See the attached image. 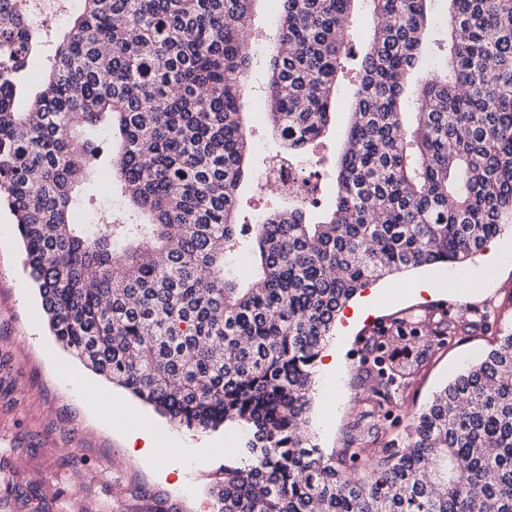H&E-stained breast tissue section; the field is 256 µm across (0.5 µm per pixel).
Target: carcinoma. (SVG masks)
Here are the masks:
<instances>
[{"instance_id":"cac0c4a2","label":"carcinoma","mask_w":512,"mask_h":512,"mask_svg":"<svg viewBox=\"0 0 512 512\" xmlns=\"http://www.w3.org/2000/svg\"><path fill=\"white\" fill-rule=\"evenodd\" d=\"M255 0H83L24 101L47 27L0 0V204L14 217L51 333L85 367L190 431L239 437L214 512H512V334L433 396L403 445L344 459L305 433L313 369L342 308L371 282L460 264L512 223V0H369L375 24L336 159L331 211L280 196L238 223L251 143L241 121ZM265 112L298 164L332 119L356 0H279ZM417 111L407 80L430 46ZM105 127L125 214L80 196ZM77 205L93 224H75ZM250 257L239 273L235 260ZM457 332L443 312L370 337L395 382Z\"/></svg>"}]
</instances>
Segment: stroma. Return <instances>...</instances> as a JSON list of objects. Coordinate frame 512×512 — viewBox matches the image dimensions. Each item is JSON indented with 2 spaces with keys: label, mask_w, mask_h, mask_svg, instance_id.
Segmentation results:
<instances>
[{
  "label": "stroma",
  "mask_w": 512,
  "mask_h": 512,
  "mask_svg": "<svg viewBox=\"0 0 512 512\" xmlns=\"http://www.w3.org/2000/svg\"><path fill=\"white\" fill-rule=\"evenodd\" d=\"M255 56L242 100L253 150L250 164L260 172L277 149L265 122L266 56L274 46L278 16L274 0H256L252 16ZM354 83L344 78L336 93V122L317 153L321 173L330 171L348 127ZM485 252L466 262L419 268L372 283L375 314L345 334L329 339L339 360L333 377L316 374L310 431L325 455L386 429L402 437L432 395L464 367L512 333V261L489 267ZM478 273L466 291L447 288L449 276ZM438 281L436 295L415 294L419 277ZM453 307L456 335L433 349L413 375L385 402H377L374 373L362 364L372 329L406 312L440 316ZM113 392V385L84 368L51 335L41 298L25 267V253L9 210L0 207V512H213L210 490L232 444L223 431L189 432L171 424L131 395L112 408L104 424L85 406L69 380ZM138 423L158 431L172 457L188 452L182 471L159 477L155 464L127 446L119 424Z\"/></svg>",
  "instance_id": "obj_1"
}]
</instances>
